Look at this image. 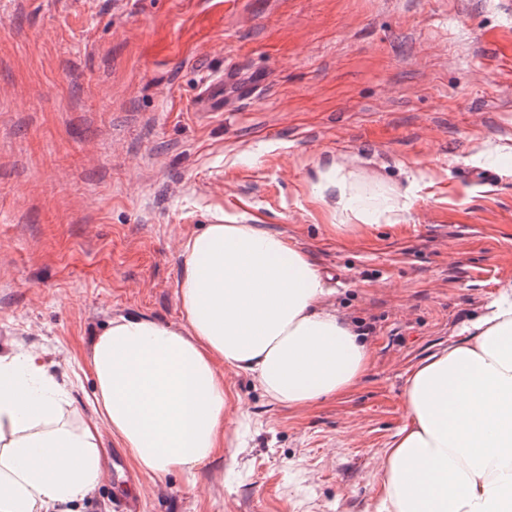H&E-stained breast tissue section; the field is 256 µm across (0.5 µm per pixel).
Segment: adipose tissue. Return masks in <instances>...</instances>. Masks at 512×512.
I'll use <instances>...</instances> for the list:
<instances>
[{
    "label": "adipose tissue",
    "instance_id": "1",
    "mask_svg": "<svg viewBox=\"0 0 512 512\" xmlns=\"http://www.w3.org/2000/svg\"><path fill=\"white\" fill-rule=\"evenodd\" d=\"M317 190L366 220L343 166ZM182 255V326L128 312L94 337L93 420L72 421L40 354L0 351V512H80L106 477V431L144 473L194 475L224 445L225 370L299 409L366 372L367 345L282 233L208 224ZM461 333L405 380L406 421L379 462L382 512H512V282Z\"/></svg>",
    "mask_w": 512,
    "mask_h": 512
}]
</instances>
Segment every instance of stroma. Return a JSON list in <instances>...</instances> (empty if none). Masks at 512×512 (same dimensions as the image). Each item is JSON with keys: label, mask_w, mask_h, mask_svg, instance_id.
<instances>
[{"label": "stroma", "mask_w": 512, "mask_h": 512, "mask_svg": "<svg viewBox=\"0 0 512 512\" xmlns=\"http://www.w3.org/2000/svg\"><path fill=\"white\" fill-rule=\"evenodd\" d=\"M335 162L398 223L320 197ZM225 219L309 255L370 366L305 409L225 370L195 476L107 433L108 470L141 512H377L408 372L512 281V0H0V349L43 352L76 420L94 335L180 325L182 245Z\"/></svg>", "instance_id": "obj_1"}]
</instances>
